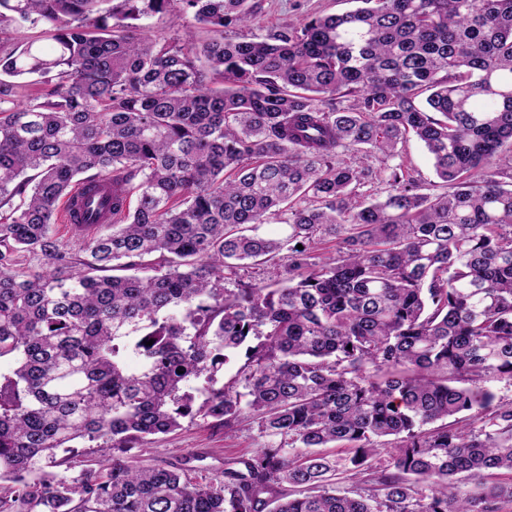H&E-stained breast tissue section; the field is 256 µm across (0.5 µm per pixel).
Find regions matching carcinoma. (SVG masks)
Wrapping results in <instances>:
<instances>
[{
    "mask_svg": "<svg viewBox=\"0 0 512 512\" xmlns=\"http://www.w3.org/2000/svg\"><path fill=\"white\" fill-rule=\"evenodd\" d=\"M354 2L263 28L257 0H0V512L512 505L487 482L512 472V403L485 385L512 383V0ZM164 13L212 36L133 24ZM22 25L53 47L5 39ZM410 135L444 192L389 164ZM371 176L384 196L359 194ZM103 181L106 213L73 212L89 234L56 238L59 201ZM268 263L284 277L240 275ZM246 413L264 441L219 478L125 457ZM84 440L98 467L29 479Z\"/></svg>",
    "mask_w": 512,
    "mask_h": 512,
    "instance_id": "obj_1",
    "label": "carcinoma"
}]
</instances>
